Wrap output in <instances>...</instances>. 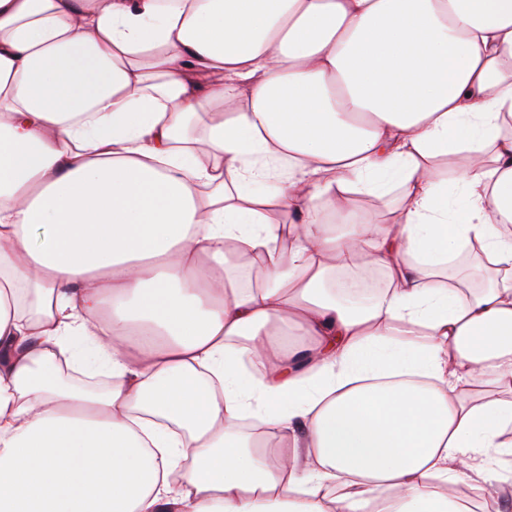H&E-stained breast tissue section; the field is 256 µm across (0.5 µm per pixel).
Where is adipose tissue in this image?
Instances as JSON below:
<instances>
[{
    "label": "adipose tissue",
    "mask_w": 512,
    "mask_h": 512,
    "mask_svg": "<svg viewBox=\"0 0 512 512\" xmlns=\"http://www.w3.org/2000/svg\"><path fill=\"white\" fill-rule=\"evenodd\" d=\"M511 122L512 0H0V512L496 501ZM394 192L400 223L337 232ZM450 274L474 288L484 287L487 282L486 261L481 251L468 253L450 269ZM336 279L338 280H351L356 284L355 290L358 295L362 298H369L374 295L378 288H376L380 283V275L376 271L363 272L360 274H352V273H338L336 275Z\"/></svg>",
    "instance_id": "adipose-tissue-1"
}]
</instances>
